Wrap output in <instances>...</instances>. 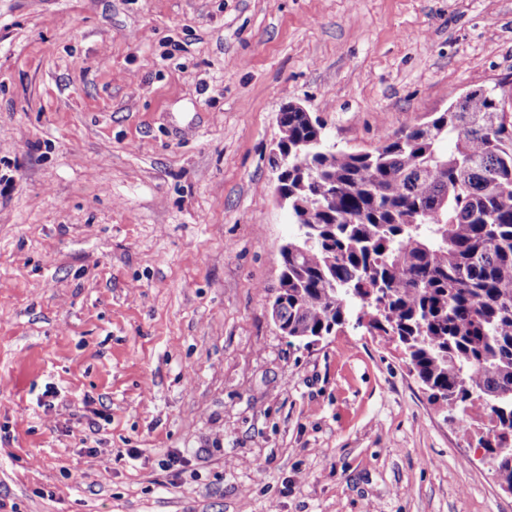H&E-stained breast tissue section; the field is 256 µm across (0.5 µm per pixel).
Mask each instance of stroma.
Wrapping results in <instances>:
<instances>
[{"mask_svg": "<svg viewBox=\"0 0 512 512\" xmlns=\"http://www.w3.org/2000/svg\"><path fill=\"white\" fill-rule=\"evenodd\" d=\"M491 86L512 0H0V512H512L396 339L268 310L281 108L371 152Z\"/></svg>", "mask_w": 512, "mask_h": 512, "instance_id": "35a3bbf8", "label": "stroma"}]
</instances>
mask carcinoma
Returning <instances> with one entry per match:
<instances>
[{
  "instance_id": "obj_1",
  "label": "carcinoma",
  "mask_w": 512,
  "mask_h": 512,
  "mask_svg": "<svg viewBox=\"0 0 512 512\" xmlns=\"http://www.w3.org/2000/svg\"><path fill=\"white\" fill-rule=\"evenodd\" d=\"M485 88L372 153L330 151L319 121L285 113L281 190L300 230L280 250L278 316L302 342L366 310L451 421H487L480 444L512 483V113ZM387 290L380 306L363 297Z\"/></svg>"
}]
</instances>
